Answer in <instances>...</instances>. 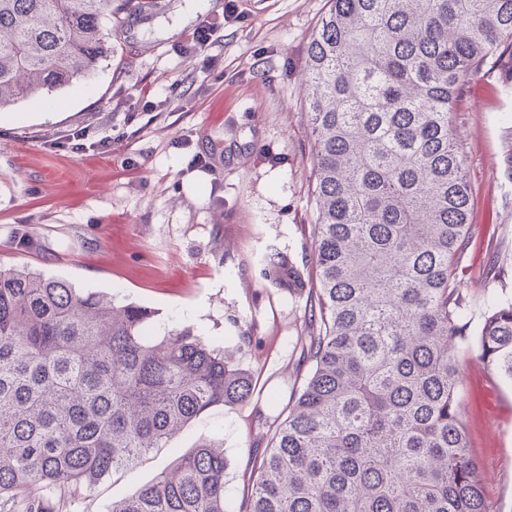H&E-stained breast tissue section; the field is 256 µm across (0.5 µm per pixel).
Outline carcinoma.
Instances as JSON below:
<instances>
[{
	"instance_id": "cac0c4a2",
	"label": "carcinoma",
	"mask_w": 512,
	"mask_h": 512,
	"mask_svg": "<svg viewBox=\"0 0 512 512\" xmlns=\"http://www.w3.org/2000/svg\"><path fill=\"white\" fill-rule=\"evenodd\" d=\"M114 0H0V111L112 62ZM512 49V0H330L306 51L318 285L311 362L229 506L224 449L204 440L108 512H490L463 422L465 359L512 384V297L474 321L455 278L472 230L452 112ZM265 276L307 284L279 254ZM0 266V499L52 497L133 468L251 374L193 328Z\"/></svg>"
}]
</instances>
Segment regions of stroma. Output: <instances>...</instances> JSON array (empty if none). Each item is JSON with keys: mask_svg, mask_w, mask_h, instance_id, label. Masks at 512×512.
<instances>
[{"mask_svg": "<svg viewBox=\"0 0 512 512\" xmlns=\"http://www.w3.org/2000/svg\"><path fill=\"white\" fill-rule=\"evenodd\" d=\"M328 0H160L112 31L111 66L0 112V265L65 278L185 325L232 351L250 401L216 407L168 447L59 512H107L202 440L224 446L232 504L247 464L301 386L309 299L264 276L285 256L316 284V220L305 49ZM206 20L208 51L184 55ZM453 133L472 188V235L458 269L474 309L512 294V58L489 60L458 97ZM464 422L492 512H512V385L486 362L462 366Z\"/></svg>", "mask_w": 512, "mask_h": 512, "instance_id": "35a3bbf8", "label": "stroma"}]
</instances>
